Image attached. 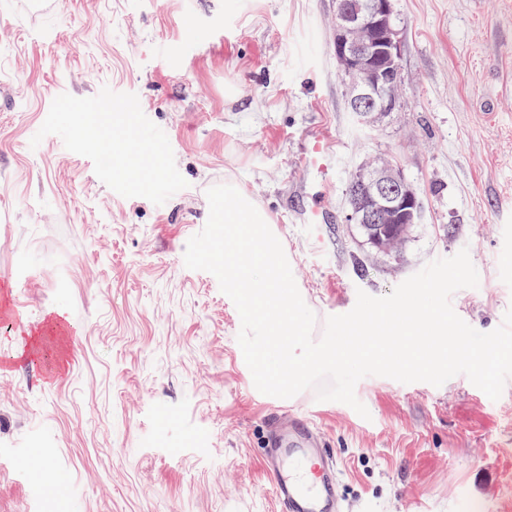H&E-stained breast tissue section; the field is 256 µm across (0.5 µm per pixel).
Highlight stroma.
Returning a JSON list of instances; mask_svg holds the SVG:
<instances>
[{
    "label": "stroma",
    "instance_id": "35a3bbf8",
    "mask_svg": "<svg viewBox=\"0 0 512 512\" xmlns=\"http://www.w3.org/2000/svg\"><path fill=\"white\" fill-rule=\"evenodd\" d=\"M336 0H0V512H276L266 417L214 275L188 269L208 188L272 218L315 313L349 312L468 249L451 298L481 332L512 308V0H394L402 94L369 126L333 53ZM123 101L100 126L95 109ZM328 127L325 224L298 163ZM163 135L139 149L130 131ZM396 163L424 205L382 255L345 185ZM320 401L346 512H512V378L491 400L368 376ZM26 457L29 467L13 462Z\"/></svg>",
    "mask_w": 512,
    "mask_h": 512
}]
</instances>
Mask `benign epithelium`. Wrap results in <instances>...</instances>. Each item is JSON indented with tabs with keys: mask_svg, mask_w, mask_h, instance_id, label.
<instances>
[{
	"mask_svg": "<svg viewBox=\"0 0 512 512\" xmlns=\"http://www.w3.org/2000/svg\"><path fill=\"white\" fill-rule=\"evenodd\" d=\"M333 49L344 74L352 110L361 121L392 111L400 97V29L393 0H344L336 8ZM423 203L413 185L390 160L371 161L355 178L351 224L386 225L374 245L397 250L407 230L420 223Z\"/></svg>",
	"mask_w": 512,
	"mask_h": 512,
	"instance_id": "1",
	"label": "benign epithelium"
}]
</instances>
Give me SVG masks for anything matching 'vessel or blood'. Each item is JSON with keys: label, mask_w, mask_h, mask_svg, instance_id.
Instances as JSON below:
<instances>
[{"label": "vessel or blood", "mask_w": 512, "mask_h": 512, "mask_svg": "<svg viewBox=\"0 0 512 512\" xmlns=\"http://www.w3.org/2000/svg\"><path fill=\"white\" fill-rule=\"evenodd\" d=\"M335 154V141L325 131L312 136L303 151L304 169L321 187L331 184ZM284 412L278 405L268 414L270 438L264 454L278 512H338L340 480L334 459L319 445L304 414L287 420Z\"/></svg>", "instance_id": "obj_1"}]
</instances>
